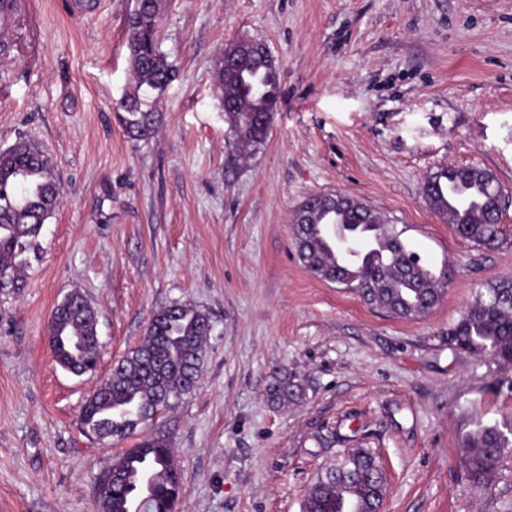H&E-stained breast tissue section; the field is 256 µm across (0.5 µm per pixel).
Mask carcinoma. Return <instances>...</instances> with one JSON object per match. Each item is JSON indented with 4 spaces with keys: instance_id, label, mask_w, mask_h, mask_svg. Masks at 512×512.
<instances>
[{
    "instance_id": "carcinoma-1",
    "label": "carcinoma",
    "mask_w": 512,
    "mask_h": 512,
    "mask_svg": "<svg viewBox=\"0 0 512 512\" xmlns=\"http://www.w3.org/2000/svg\"><path fill=\"white\" fill-rule=\"evenodd\" d=\"M165 0H142L126 20V42L133 78L115 105L124 132L137 141L154 137L159 113L148 102L151 91L171 81L173 66L159 45ZM226 122L239 156L265 142L276 111V66L253 40L224 47L217 72ZM495 176L477 166H448L431 174L423 197L434 214L459 236L487 249L504 242L502 210ZM60 202V183L49 158L34 144L20 141L0 151V293L26 286L27 253L37 246L41 228ZM378 212L347 195L310 196L297 209L292 237L297 257L316 278L357 294L371 306L400 318H416L441 298L443 276L420 265L415 252ZM98 313L78 293L71 307L51 317L49 335L63 333L83 341L72 347L52 343L63 369L92 372L98 363ZM210 317L187 303H173L152 315L141 343L113 368L85 401L82 431L97 439L123 440L149 428L171 400L194 389L201 372ZM448 346L469 354L512 361V277L488 284L448 328ZM295 378L275 374L268 400L281 405L301 397ZM466 438L465 465L481 486L512 440L496 424L477 416ZM152 471V496L139 512H175L182 478L172 451L160 436H145L112 464L114 479L103 492L102 512H126L143 470ZM386 477L370 448H347L306 491L302 512H346L351 494L355 512H377Z\"/></svg>"
}]
</instances>
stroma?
<instances>
[{
	"mask_svg": "<svg viewBox=\"0 0 512 512\" xmlns=\"http://www.w3.org/2000/svg\"><path fill=\"white\" fill-rule=\"evenodd\" d=\"M25 0L0 41V150L37 144L61 183L26 288L0 295V512H101V476L135 439L87 437L78 417L155 310L207 313L196 388L155 427L182 475L177 512H301L324 464L373 449L382 512H512V447L488 484L465 462L473 414L512 427V362L449 349L483 286L512 276V0H167L149 141L115 114L130 82L135 0ZM262 42L277 110L264 145L233 159L214 73L226 44ZM490 170L504 243L477 247L426 205L445 166ZM360 199L446 275L426 316L395 317L321 281L296 256L307 197ZM98 310L99 361L76 376L48 345L55 304ZM285 369L303 395L266 389Z\"/></svg>",
	"mask_w": 512,
	"mask_h": 512,
	"instance_id": "obj_1",
	"label": "stroma"
}]
</instances>
